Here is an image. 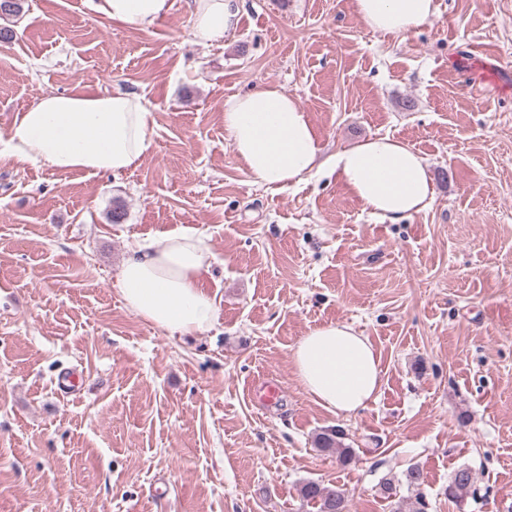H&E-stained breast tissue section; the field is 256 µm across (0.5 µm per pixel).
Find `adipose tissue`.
I'll return each instance as SVG.
<instances>
[{
    "mask_svg": "<svg viewBox=\"0 0 512 512\" xmlns=\"http://www.w3.org/2000/svg\"><path fill=\"white\" fill-rule=\"evenodd\" d=\"M368 29L403 36L429 24L435 0H353ZM94 16L148 32L174 0H88ZM194 43L222 42L238 26L234 0H190ZM153 113L143 96L83 90L39 96L15 117L0 150L59 171L121 175L150 146ZM224 130L237 157L261 186L283 187L320 170L322 145L308 112L277 87L263 85L224 104ZM330 167L347 190L382 221L398 223L426 209L434 188L426 159L390 136H374L336 153ZM212 252L204 236L180 230L131 249L118 274L126 307L156 328L181 336L211 327L218 317L202 279ZM296 376L326 410L350 416L382 384L380 358L369 339L344 323L302 336L292 351Z\"/></svg>",
    "mask_w": 512,
    "mask_h": 512,
    "instance_id": "1",
    "label": "adipose tissue"
}]
</instances>
